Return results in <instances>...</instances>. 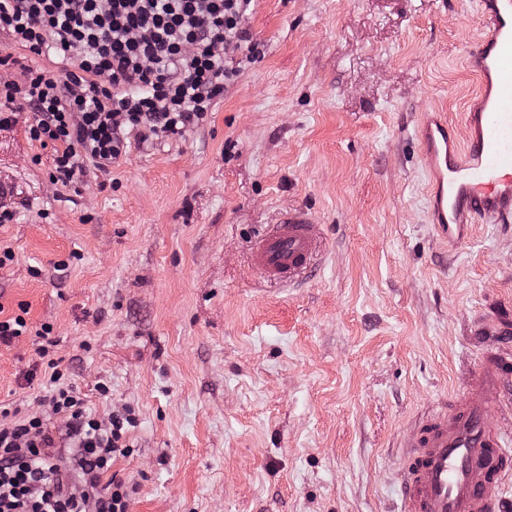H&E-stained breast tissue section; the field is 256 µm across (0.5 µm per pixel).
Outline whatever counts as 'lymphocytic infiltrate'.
<instances>
[{"instance_id": "1", "label": "lymphocytic infiltrate", "mask_w": 512, "mask_h": 512, "mask_svg": "<svg viewBox=\"0 0 512 512\" xmlns=\"http://www.w3.org/2000/svg\"><path fill=\"white\" fill-rule=\"evenodd\" d=\"M254 0H0V33L19 48L51 54L60 75L0 56V126L27 106L29 137L53 145L50 180L67 185L84 161L104 170L126 153V136H183L205 122L217 98L239 73L241 60L264 55L245 27ZM20 67L24 80L9 79ZM50 371L43 397L65 422L79 450L80 479L56 453L47 418H12L0 409V512H129L133 493L107 479L116 456L126 454L129 418L99 419L38 348Z\"/></svg>"}]
</instances>
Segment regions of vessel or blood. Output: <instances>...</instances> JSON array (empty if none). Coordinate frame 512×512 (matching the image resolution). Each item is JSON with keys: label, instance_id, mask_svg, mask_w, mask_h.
<instances>
[{"label": "vessel or blood", "instance_id": "b4317fda", "mask_svg": "<svg viewBox=\"0 0 512 512\" xmlns=\"http://www.w3.org/2000/svg\"><path fill=\"white\" fill-rule=\"evenodd\" d=\"M479 13L483 37L466 56L481 80L464 114L469 136L453 143L447 119L429 115L420 140L432 170L429 218L453 243L469 225L512 223V0H479ZM314 237L304 212L289 213L258 241L255 265L294 282ZM510 364L495 351L473 372L464 404L421 427L401 482L405 512H496L512 474V448L489 423L487 408Z\"/></svg>", "mask_w": 512, "mask_h": 512}]
</instances>
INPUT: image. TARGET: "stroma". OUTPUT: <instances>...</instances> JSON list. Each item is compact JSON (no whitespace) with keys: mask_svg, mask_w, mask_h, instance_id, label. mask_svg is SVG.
<instances>
[{"mask_svg":"<svg viewBox=\"0 0 512 512\" xmlns=\"http://www.w3.org/2000/svg\"><path fill=\"white\" fill-rule=\"evenodd\" d=\"M264 57L185 137L131 141L49 180L31 109L0 127V405L40 412L23 374L42 326L95 416L134 423L112 472L130 512H404L407 441L467 396L512 335V224L453 245L429 222L424 116L465 140L479 0H256ZM306 210L302 283L260 277L255 241ZM26 331L27 322L21 315L3 321L0 319V345H10L15 339L23 336Z\"/></svg>","mask_w":512,"mask_h":512,"instance_id":"35a3bbf8","label":"stroma"}]
</instances>
